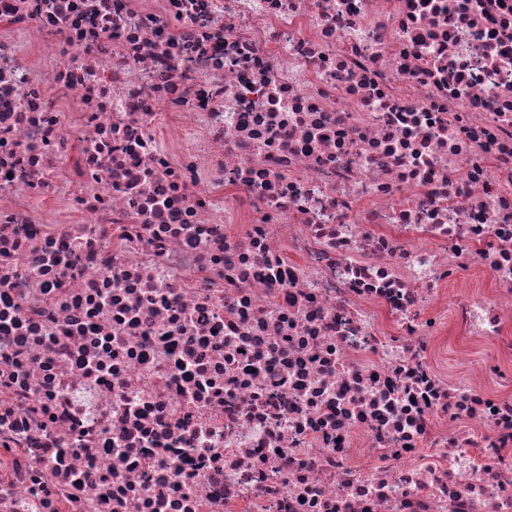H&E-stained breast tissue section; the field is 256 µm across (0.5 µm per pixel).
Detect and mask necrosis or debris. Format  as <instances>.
<instances>
[{
    "mask_svg": "<svg viewBox=\"0 0 512 512\" xmlns=\"http://www.w3.org/2000/svg\"><path fill=\"white\" fill-rule=\"evenodd\" d=\"M0 512H512V0H0Z\"/></svg>",
    "mask_w": 512,
    "mask_h": 512,
    "instance_id": "obj_1",
    "label": "necrosis or debris"
}]
</instances>
